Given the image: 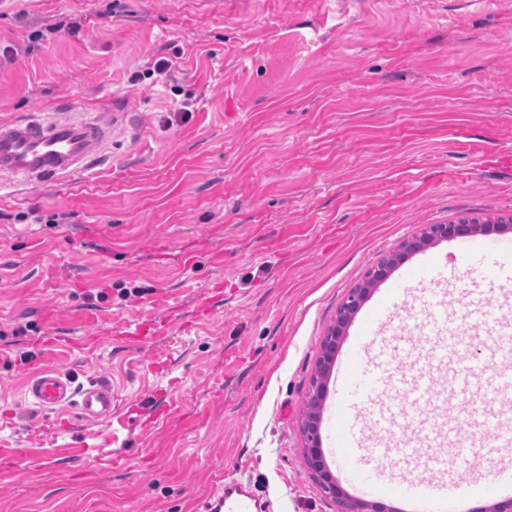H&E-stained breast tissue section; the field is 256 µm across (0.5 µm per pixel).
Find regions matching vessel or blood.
I'll use <instances>...</instances> for the list:
<instances>
[{
  "label": "vessel or blood",
  "instance_id": "obj_1",
  "mask_svg": "<svg viewBox=\"0 0 512 512\" xmlns=\"http://www.w3.org/2000/svg\"><path fill=\"white\" fill-rule=\"evenodd\" d=\"M110 127V119L104 117L56 122L30 118L1 123L0 170L22 176L27 185L70 181L100 157ZM399 294L398 285L388 287L359 325L360 346L373 350L379 367L361 366L353 355L341 372L338 404L352 423L348 430L337 434L336 453L340 460L352 465L359 462L357 451L366 442L367 426L386 431L405 405L417 408L425 405L432 391L429 366L411 374L399 368V361L420 358L430 361L446 350L464 359L471 354L466 336L453 328L447 336L436 337L424 349L403 343L390 351L377 343L378 330ZM25 393L43 410L73 413L74 424L79 428L110 422L117 416L109 383L99 380L78 383L69 373L57 369L35 371L27 380ZM369 491L400 497L412 506L429 504L431 512H446L449 500L456 495L454 488L444 484L412 482L397 486L380 478L371 483ZM259 508L256 498L242 484L228 482L209 495L204 512H258Z\"/></svg>",
  "mask_w": 512,
  "mask_h": 512
}]
</instances>
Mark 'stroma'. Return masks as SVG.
I'll return each mask as SVG.
<instances>
[{"instance_id":"obj_1","label":"stroma","mask_w":512,"mask_h":512,"mask_svg":"<svg viewBox=\"0 0 512 512\" xmlns=\"http://www.w3.org/2000/svg\"><path fill=\"white\" fill-rule=\"evenodd\" d=\"M62 99L117 113L92 174L0 172V512H197L231 480L270 512H338L304 457L321 341L426 225L512 218V0H0V121ZM439 257L456 283L410 284L383 335L425 345L444 314L482 347L512 323L508 271L444 240L392 274ZM38 363L111 382L117 420L48 426L24 395ZM509 430L512 409L450 397L395 429L439 468L370 467L490 485Z\"/></svg>"}]
</instances>
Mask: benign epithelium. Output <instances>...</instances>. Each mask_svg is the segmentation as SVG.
<instances>
[{"label": "benign epithelium", "mask_w": 512, "mask_h": 512, "mask_svg": "<svg viewBox=\"0 0 512 512\" xmlns=\"http://www.w3.org/2000/svg\"><path fill=\"white\" fill-rule=\"evenodd\" d=\"M508 228L511 229L512 225L500 222L496 224L491 222L476 224L465 220L449 224H429L420 235L405 241L400 250L388 260L372 268L368 272L365 281L350 291L343 308L338 310L335 321L322 340L321 355L318 359L314 379L315 389L310 398V411L302 421V431L306 438L305 459L311 477L326 493L336 498V502L341 506L340 512H382L373 504L352 503L344 497L342 490L335 483L326 467L320 448L318 421L319 408L323 400V380L342 341L346 326L367 298L371 288L385 280L393 267L408 255L418 252L437 241L466 238L479 233L502 232Z\"/></svg>", "instance_id": "7a95c632"}]
</instances>
